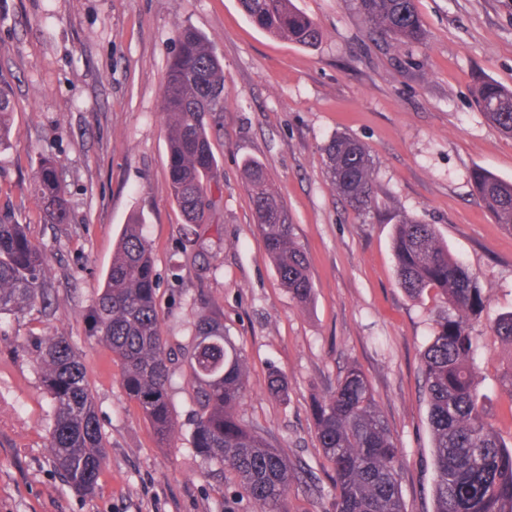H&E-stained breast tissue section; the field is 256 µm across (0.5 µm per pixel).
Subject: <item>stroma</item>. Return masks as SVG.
Returning <instances> with one entry per match:
<instances>
[{
    "label": "stroma",
    "instance_id": "35a3bbf8",
    "mask_svg": "<svg viewBox=\"0 0 512 512\" xmlns=\"http://www.w3.org/2000/svg\"><path fill=\"white\" fill-rule=\"evenodd\" d=\"M293 2L321 26L317 46L264 32L239 0H0V88L15 131L0 153V213L43 247L53 286L51 306L0 316V512H256L231 474L191 449L187 363L172 366L177 431L162 444L127 396L119 362L86 332L84 314L135 211L153 248L168 348L190 345L200 301L219 307L250 368L240 419L307 470L288 491L287 512H329L311 403L352 364L365 371L401 450L407 512L434 510L421 355L440 302L400 288L397 216L434 225L485 288L475 359L489 420L512 444V399L499 386L512 349L489 333L512 311V231L495 224L471 182L479 167L512 182V136L474 104L478 80L512 88V0H415L427 32L421 46L371 37L353 0ZM184 25L224 62V112L212 131L223 180L191 264L180 253L186 223L170 196L161 114ZM339 133L365 144L375 163L378 191L364 216L327 174L323 148ZM43 154L59 162L68 223H43L30 193ZM249 159L267 169L308 254L309 305L281 286L257 233ZM56 336L80 357L106 446L91 496L70 488L46 451L52 403L28 344ZM274 370L288 379L286 398L268 391Z\"/></svg>",
    "mask_w": 512,
    "mask_h": 512
}]
</instances>
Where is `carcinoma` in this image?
I'll list each match as a JSON object with an SVG mask.
<instances>
[{
    "instance_id": "carcinoma-1",
    "label": "carcinoma",
    "mask_w": 512,
    "mask_h": 512,
    "mask_svg": "<svg viewBox=\"0 0 512 512\" xmlns=\"http://www.w3.org/2000/svg\"><path fill=\"white\" fill-rule=\"evenodd\" d=\"M262 30L314 47L323 30L292 0H240ZM370 33L422 44L423 24L414 0H354ZM475 105L512 136V90L481 80ZM167 171L173 201L187 224L182 250L197 245L195 227L208 223L221 171L212 148V126L224 112V67L211 43L182 26L162 86ZM12 106L0 89V151L14 136ZM330 181L359 214L376 196L374 161L361 142L339 134L324 147ZM244 176L257 230L281 285L300 304L313 298L306 255L295 238L288 209L272 189L266 168L252 160ZM474 189L496 223L512 231V182L477 168ZM31 193L45 222L70 216L58 163L43 155ZM138 212L125 224L105 282L85 313L87 334L108 347L122 368V386L157 438L175 432L170 405V354L162 336L156 294L158 274ZM393 252L400 287L413 300L433 292L442 300L430 343L421 358L423 389L433 435L436 472L434 512H512V447L488 422L474 363L472 325L485 304L478 276L448 250L434 225L396 218ZM48 297L42 247L10 216L0 217V314L17 313ZM490 335L512 347V312L501 315ZM41 384L53 403L49 457L67 484L85 495L98 488L106 450L82 364L66 337L33 348ZM195 409L190 444L206 462L234 474L237 488L258 512H286L291 483L300 471L282 449L237 416L248 392L245 356L224 333L216 310L201 309L188 357ZM317 438L330 466L331 512H406L396 464L399 448L363 371L352 365L329 394L312 401Z\"/></svg>"
}]
</instances>
